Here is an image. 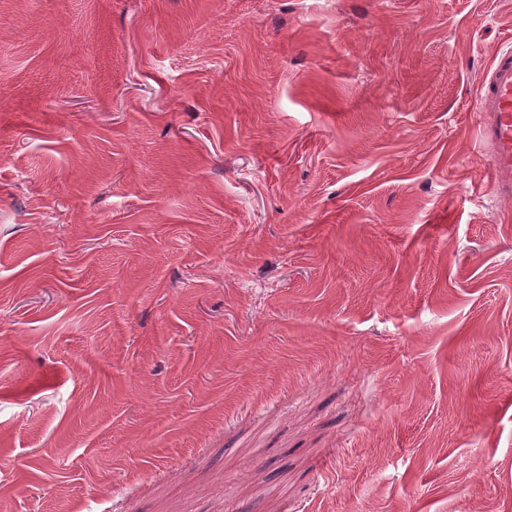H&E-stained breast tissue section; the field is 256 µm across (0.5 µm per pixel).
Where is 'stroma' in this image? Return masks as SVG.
<instances>
[{
  "mask_svg": "<svg viewBox=\"0 0 512 512\" xmlns=\"http://www.w3.org/2000/svg\"><path fill=\"white\" fill-rule=\"evenodd\" d=\"M512 0H0V512H512ZM477 112L488 153L489 191L512 197V48L498 51L480 80Z\"/></svg>",
  "mask_w": 512,
  "mask_h": 512,
  "instance_id": "35a3bbf8",
  "label": "stroma"
}]
</instances>
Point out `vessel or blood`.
<instances>
[{"instance_id":"1","label":"vessel or blood","mask_w":512,"mask_h":512,"mask_svg":"<svg viewBox=\"0 0 512 512\" xmlns=\"http://www.w3.org/2000/svg\"><path fill=\"white\" fill-rule=\"evenodd\" d=\"M478 127L488 153L489 190L512 197V48L498 51L480 80Z\"/></svg>"}]
</instances>
